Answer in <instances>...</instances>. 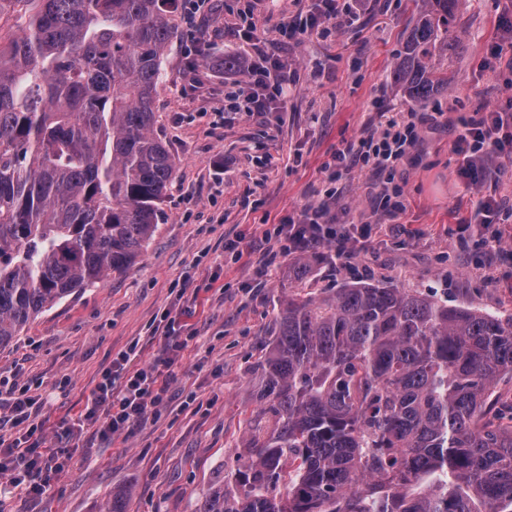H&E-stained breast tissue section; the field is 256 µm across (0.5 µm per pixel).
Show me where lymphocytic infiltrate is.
Here are the masks:
<instances>
[{
    "label": "lymphocytic infiltrate",
    "instance_id": "1",
    "mask_svg": "<svg viewBox=\"0 0 512 512\" xmlns=\"http://www.w3.org/2000/svg\"><path fill=\"white\" fill-rule=\"evenodd\" d=\"M353 12L348 0H313L304 23L279 19L277 31L282 39L294 41L304 33L323 24H341ZM255 24L239 29L240 39L251 42L258 57L249 73L247 84L230 81L224 95L229 111L262 114L284 92L294 75L285 69L279 58L261 45ZM436 117L427 112L396 113L388 117L380 134L364 133L351 141L345 149L336 150L325 169L330 182L318 204L309 206L302 221L289 223L290 252H297L327 242L334 244L338 255L344 256L357 247L365 237V230L351 232L339 224L331 213L336 200V183L342 170L362 167L369 169L377 179L376 210L380 217L392 219L402 210L403 190L395 185L396 166L418 143L420 130ZM462 129L452 145L458 159L457 175L466 186L478 188L479 196L473 203L470 217L463 219L464 229H476L485 242L501 243L505 224L512 222V198L495 193H484L488 184H498L506 173L505 161L512 159V94L499 98L489 108L461 119ZM500 158V165H491V158ZM164 346L150 362L136 371L127 366L138 355L136 347H129L113 360L87 400L84 413L73 421H62L53 435H46L43 423L37 422L35 399L26 388H12L10 406L14 426L22 433L12 441L0 438V475L11 484L26 485L28 492L42 491L41 483L32 481V472L41 470L58 455L57 441L79 433L84 426H97L106 437L130 435L154 416L176 380V367L182 361L189 340L174 324H166Z\"/></svg>",
    "mask_w": 512,
    "mask_h": 512
}]
</instances>
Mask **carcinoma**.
<instances>
[{
    "instance_id": "cac0c4a2",
    "label": "carcinoma",
    "mask_w": 512,
    "mask_h": 512,
    "mask_svg": "<svg viewBox=\"0 0 512 512\" xmlns=\"http://www.w3.org/2000/svg\"><path fill=\"white\" fill-rule=\"evenodd\" d=\"M176 0H0V349L45 310L125 272L176 162L155 134ZM393 84L424 106L451 79L456 0H426ZM260 362L268 432L199 512H512V315L354 282L288 305Z\"/></svg>"
}]
</instances>
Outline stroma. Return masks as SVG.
<instances>
[{"label":"stroma","instance_id":"1","mask_svg":"<svg viewBox=\"0 0 512 512\" xmlns=\"http://www.w3.org/2000/svg\"><path fill=\"white\" fill-rule=\"evenodd\" d=\"M499 4L457 0L452 29L460 46L443 56L451 86L427 106L440 119L397 166L404 210L381 222L371 174L344 172L333 211L374 230L347 257H337L333 244L317 246L305 291L286 252V219L320 201L321 168L336 149L379 126L380 112L408 109L390 73L423 0H360L353 23L278 46L297 80L285 111L262 116L225 111L215 65L228 54L252 59L237 36L244 11H252L258 38L271 41V16L297 15L307 4L208 0L197 11L178 0L179 36L164 57L155 100V129L176 161L163 219L125 273L40 314L0 349V390L27 388L50 433L77 417L119 351L136 342L143 360L152 358L164 314L196 342L155 419L125 439L88 427L62 441L64 466L43 491L2 487L0 512H105L119 494L125 512H197L223 482L225 461L243 454L245 431L268 423L256 399L257 366L287 299L361 278L444 289L450 305L512 315V239L495 247L477 235L460 239L477 191L456 179L451 151L461 117L493 103L512 80L482 67L498 39ZM231 241L237 251L227 250Z\"/></svg>","mask_w":512,"mask_h":512}]
</instances>
